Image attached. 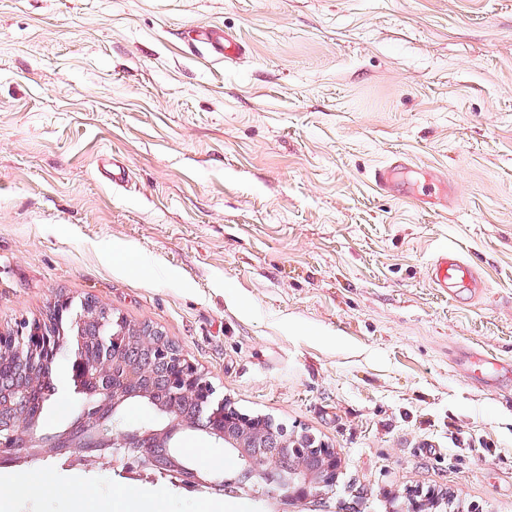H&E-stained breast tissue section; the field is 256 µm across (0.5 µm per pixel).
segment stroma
<instances>
[{"instance_id": "stroma-1", "label": "stroma", "mask_w": 512, "mask_h": 512, "mask_svg": "<svg viewBox=\"0 0 512 512\" xmlns=\"http://www.w3.org/2000/svg\"><path fill=\"white\" fill-rule=\"evenodd\" d=\"M206 22L247 53L197 54ZM447 246L481 292L434 288ZM87 297L335 449L294 512H512V380L463 358L512 359V0H0V331ZM38 471L96 495L36 512H281L112 458L0 465ZM407 167V159L400 157L388 165L375 168L372 177L378 189L386 193L393 189L399 170ZM467 362L479 366L474 379L482 384H492L504 376L512 377V363L499 360L494 355L480 350H470Z\"/></svg>"}]
</instances>
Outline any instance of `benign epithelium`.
Here are the masks:
<instances>
[{"mask_svg":"<svg viewBox=\"0 0 512 512\" xmlns=\"http://www.w3.org/2000/svg\"><path fill=\"white\" fill-rule=\"evenodd\" d=\"M71 301L57 300L50 309L47 328L38 336H29L21 329L3 333L0 331V356L11 359L15 366V386L8 392L0 388V395L7 396L11 413L0 420V428H9L11 434L23 439L29 452L44 454L68 453L78 459L86 454L101 458L94 452L98 447H110L134 458L154 462L155 450L176 446L175 438L191 432H201L219 447L229 448L247 462L256 463L259 469L269 472L279 467L288 453L294 454V468L283 478L279 496L288 504L300 501L312 492H320L336 483V452L315 437L306 434H290L283 429L280 445L268 448L265 439L275 432L273 424L263 419L251 418L240 413L225 401L215 404L210 392L204 387L202 377L192 363L170 341L159 333L145 329L138 331L149 350L150 357L133 365L123 356L120 337L112 339L89 336L81 331L71 336H59L53 328L60 324ZM68 347L76 354V363L85 377L98 381L96 394L112 399V409L130 401L133 396L152 403L150 387L134 391L127 387V379L139 373L148 379L154 376L157 361H162L170 391V401L161 407L157 418L142 429L114 426L109 430L98 429L91 438L67 430L49 436L41 432L25 408V388L35 375L38 365L52 359L61 347ZM188 401L195 405L192 417L181 414L177 403Z\"/></svg>","mask_w":512,"mask_h":512,"instance_id":"benign-epithelium-1","label":"benign epithelium"}]
</instances>
